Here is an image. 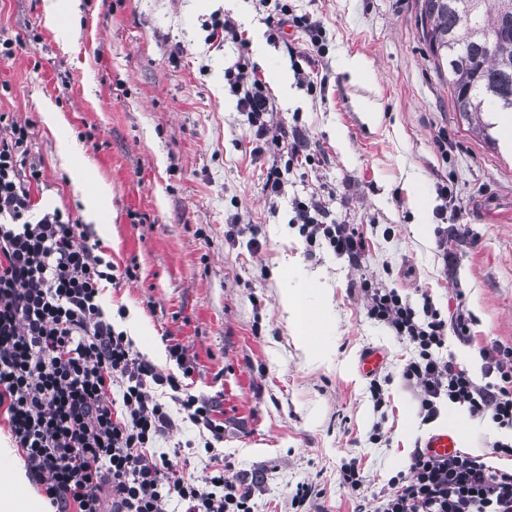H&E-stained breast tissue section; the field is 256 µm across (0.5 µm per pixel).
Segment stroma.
Returning a JSON list of instances; mask_svg holds the SVG:
<instances>
[{
    "instance_id": "35a3bbf8",
    "label": "stroma",
    "mask_w": 512,
    "mask_h": 512,
    "mask_svg": "<svg viewBox=\"0 0 512 512\" xmlns=\"http://www.w3.org/2000/svg\"><path fill=\"white\" fill-rule=\"evenodd\" d=\"M43 2L0 0V40L14 49L0 60V113L32 124V155L46 174L35 198L72 211L117 271L131 270L105 285L104 308H126L116 327L132 331L135 349L159 368L177 372L169 350H184L191 393L219 402L226 460L267 477L255 512H289L300 482L320 489L315 512H355L372 506L435 430H464L461 448L474 454L503 439L459 406L423 421L402 377L413 347L368 316L358 289L362 281L394 288L417 308L427 294L445 317L464 305L473 338L449 337L442 353L477 381L485 379L482 348L512 346L507 117L482 113V135L455 112L426 49L417 0H288L323 28L326 83L315 94L288 53L300 33L287 27L269 39L273 7L265 0H78L66 41L46 22ZM216 16L244 31L246 53L208 42ZM241 54L265 77L272 122L304 133L317 159L313 169L290 172L278 197L267 195L266 173L288 154H253V130L224 78ZM353 58L366 68L363 79L348 72ZM49 110L58 116L52 126ZM63 142L86 163L89 184L111 188L99 219L86 214L59 155ZM443 180L465 205L446 244L436 192ZM313 194L337 222L364 232L360 266L323 245L307 251L291 201ZM419 194L429 223L418 237ZM447 249L456 255L450 272ZM305 280L315 284L308 300L322 316L320 365L297 348L281 304ZM370 348L384 354L371 377L358 369ZM374 382L383 404L372 398ZM203 446L188 423L158 449L179 452L184 476L199 479L211 465ZM354 458L356 497L340 485L341 467Z\"/></svg>"
}]
</instances>
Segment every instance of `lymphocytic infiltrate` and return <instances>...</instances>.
<instances>
[{
  "instance_id": "lymphocytic-infiltrate-1",
  "label": "lymphocytic infiltrate",
  "mask_w": 512,
  "mask_h": 512,
  "mask_svg": "<svg viewBox=\"0 0 512 512\" xmlns=\"http://www.w3.org/2000/svg\"><path fill=\"white\" fill-rule=\"evenodd\" d=\"M268 23L274 31L289 26L303 33L292 55L306 64L307 87L316 90L320 24L295 15L284 0ZM224 77L256 142L287 149L286 167L270 168L265 182L270 193L282 195L286 171L305 168L312 157L300 142H286L283 127L270 124L274 105L258 70L237 62ZM30 142V121L1 112L0 411L27 473L52 512H166L172 502L180 512H253L263 473L247 482L231 475L216 448L224 423L212 399L190 393L184 382L190 367L178 376L163 372L115 329L100 304L101 284L113 280L115 268L71 211L37 209L34 192L45 174ZM294 210L308 247L323 243L350 264L361 263L368 242L358 228L330 221L314 196L295 200ZM362 291L369 316L414 348L402 376L424 420H433L445 400L465 407L470 418L512 431V346L487 350L492 379L476 382L441 354L448 334L472 338L464 307L446 320L431 300L417 310L395 289L366 285ZM181 420L213 438L203 479L185 478L177 460L156 450ZM373 512H512V469L461 450L446 457L420 450L376 497Z\"/></svg>"
}]
</instances>
